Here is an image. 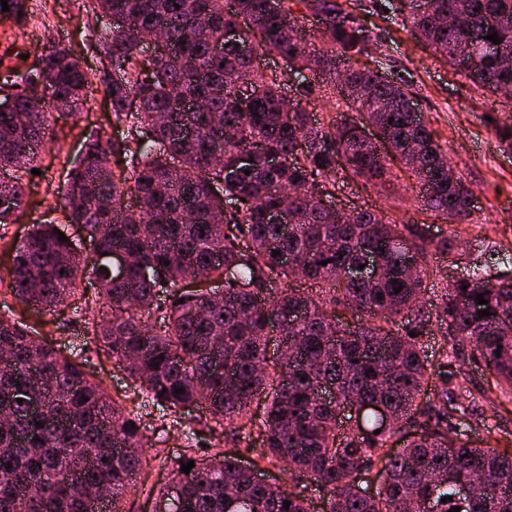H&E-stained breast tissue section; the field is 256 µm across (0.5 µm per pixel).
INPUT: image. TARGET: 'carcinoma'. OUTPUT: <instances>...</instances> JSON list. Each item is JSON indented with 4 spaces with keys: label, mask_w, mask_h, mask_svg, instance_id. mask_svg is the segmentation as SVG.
<instances>
[{
    "label": "carcinoma",
    "mask_w": 512,
    "mask_h": 512,
    "mask_svg": "<svg viewBox=\"0 0 512 512\" xmlns=\"http://www.w3.org/2000/svg\"><path fill=\"white\" fill-rule=\"evenodd\" d=\"M89 2L94 13L124 20L108 29L100 48L112 62L104 81L112 116L128 129L110 149L90 139L66 175L68 223L88 233L94 256L59 240L55 230L65 226L35 224L18 243H4L14 250L8 287L18 302L53 314L84 281L96 282L93 303L106 316L84 322L90 341L162 409L204 408V418L189 419L187 428L235 442V456L217 450L199 461L170 460L169 481L148 489L151 512H225L229 499L236 512H308L302 493L257 482L242 465L250 454L255 467L260 460L286 464L297 483L311 477L327 495L325 512H425L429 500L435 512H512V451L459 437L474 407L458 401L454 365L460 358L482 364L502 393L512 394V272L462 261L455 236L396 224L368 208L345 216L323 206L348 179L385 186L396 163L417 182L424 211L448 224L471 215V191L413 118L405 76L355 66L379 44L375 28L338 0H234L231 9L224 0ZM300 4L320 16L312 34L318 49H308L300 35ZM398 4L402 27L474 85L512 88V0ZM461 14L469 53L487 58L476 77L461 64ZM241 16L251 22L241 39L288 59V71L267 74L226 45L225 32ZM489 17L496 26H486ZM159 32L170 54L146 66L142 46ZM493 33L497 45L485 39ZM290 71L314 80L298 82L286 104ZM15 79L23 88L13 94L14 110L0 111V170L14 172L0 181V195L12 199V207L0 209V224L23 204L19 172L35 168L53 113H80L91 87L80 62L54 44L37 72ZM328 82L339 93L331 107L345 112L325 124L303 104L321 98ZM38 87L44 106L33 112ZM200 100L204 106L193 108ZM367 123L384 131L391 152L367 142ZM272 154L281 159L276 168L268 164ZM130 195L146 199V212L127 208ZM285 204L288 224L279 225L275 213ZM401 250L414 272L396 265ZM104 252L123 254L121 274L105 273ZM287 253L303 264L282 262ZM434 255L459 273L427 306L422 293ZM366 263L374 275H348ZM226 268L234 279L224 280ZM299 276L320 285V293L288 287ZM196 280L217 286L197 289ZM479 294L487 305L466 303ZM338 306L356 321L337 319ZM484 309L490 315L481 318ZM431 330L440 334L435 360L420 342ZM271 340L288 351V361L268 357ZM0 359V512H125L132 482L148 480L153 444L143 414L126 410L81 364L4 316ZM321 388L334 401L321 400ZM32 392L40 395L33 412ZM259 395L271 401L256 419L250 410ZM372 403L384 406L387 426L367 410ZM349 405L356 406L357 427L340 436L336 423ZM407 428L413 439L391 447ZM191 460L190 473L182 472ZM376 465L382 481L371 495L358 475ZM475 475L485 483L459 495L458 484ZM445 496L452 500L441 502Z\"/></svg>",
    "instance_id": "cac0c4a2"
}]
</instances>
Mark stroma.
I'll return each mask as SVG.
<instances>
[{
  "mask_svg": "<svg viewBox=\"0 0 512 512\" xmlns=\"http://www.w3.org/2000/svg\"><path fill=\"white\" fill-rule=\"evenodd\" d=\"M26 4L24 19H0V99L12 92L10 68L37 70L43 47L50 39L65 45L80 59L93 82V94L80 121H73L63 112L54 115L53 134L45 138L37 158L38 172L28 177L22 217L14 224H0V239L9 242L21 239L32 225L64 223L61 190L65 174L83 157L89 135L100 136L107 144L122 140L127 134L126 125L112 116L101 77L103 65L96 34L107 26V19L89 12L85 0H26ZM378 26L383 35L382 46L369 56L360 57V64L369 65L377 59L406 76L424 124L474 193V208L467 220L460 224L435 222L432 232L456 234L465 254L472 258L485 249L512 257V152L499 150L494 131L495 121L512 116V102L470 84L401 26L383 20ZM407 183L403 177L376 192L350 180L337 187L334 202L347 210H381L400 223L422 222L417 197ZM100 313L98 306L86 302L81 295H72L60 320L41 328L39 334L59 345H76L84 339V320ZM84 366L90 376L104 381L114 399L146 413L156 429L157 445L165 449L167 456L204 454L210 435L186 439L179 425L171 417L161 416L145 393L128 386L112 358L89 352ZM461 371L466 379L457 389L459 400L472 403L477 409L466 434L492 448H512V395H503L495 376L485 368L465 364Z\"/></svg>",
  "mask_w": 512,
  "mask_h": 512,
  "instance_id": "obj_1",
  "label": "stroma"
}]
</instances>
